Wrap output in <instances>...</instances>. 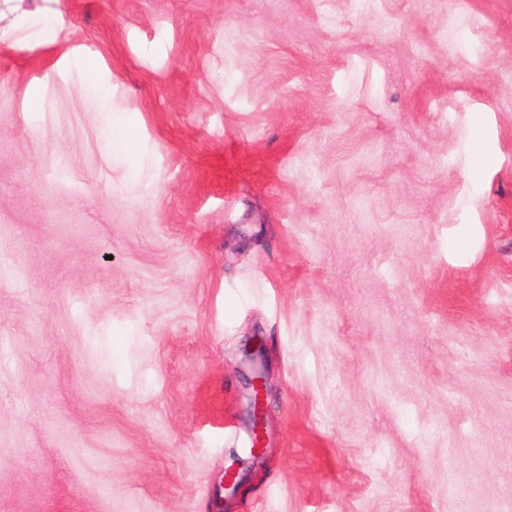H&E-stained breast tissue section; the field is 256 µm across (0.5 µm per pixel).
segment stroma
Returning <instances> with one entry per match:
<instances>
[{
  "instance_id": "obj_1",
  "label": "stroma",
  "mask_w": 512,
  "mask_h": 512,
  "mask_svg": "<svg viewBox=\"0 0 512 512\" xmlns=\"http://www.w3.org/2000/svg\"><path fill=\"white\" fill-rule=\"evenodd\" d=\"M0 336V512H215L256 341L231 512H512V0H0ZM251 386L254 391L253 426H252V448L250 454L255 457L263 453L264 449V402L266 395V378L264 373L255 372L251 377Z\"/></svg>"
}]
</instances>
